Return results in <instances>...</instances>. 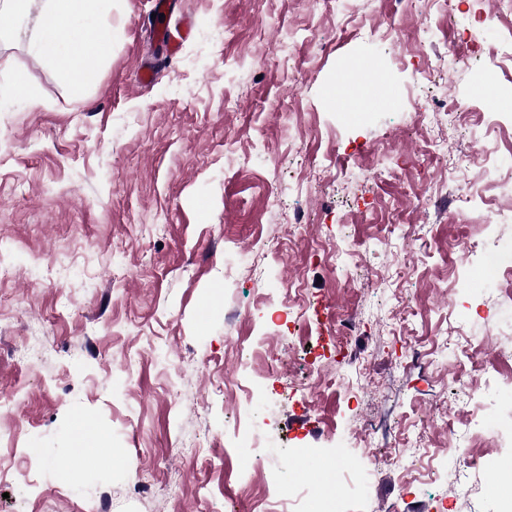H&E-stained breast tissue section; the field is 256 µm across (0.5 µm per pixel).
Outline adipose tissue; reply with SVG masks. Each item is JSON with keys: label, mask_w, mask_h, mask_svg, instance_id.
Returning <instances> with one entry per match:
<instances>
[{"label": "adipose tissue", "mask_w": 512, "mask_h": 512, "mask_svg": "<svg viewBox=\"0 0 512 512\" xmlns=\"http://www.w3.org/2000/svg\"><path fill=\"white\" fill-rule=\"evenodd\" d=\"M31 25L30 54L57 73L72 95L96 84L112 48V0H0V15ZM97 39H87V32Z\"/></svg>", "instance_id": "1"}]
</instances>
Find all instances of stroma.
I'll use <instances>...</instances> for the list:
<instances>
[{
  "label": "stroma",
  "mask_w": 512,
  "mask_h": 512,
  "mask_svg": "<svg viewBox=\"0 0 512 512\" xmlns=\"http://www.w3.org/2000/svg\"><path fill=\"white\" fill-rule=\"evenodd\" d=\"M169 2L194 26L178 54L152 0H115L80 97L0 19V512H246L285 489L288 512H502V474L469 462L512 454L476 424L512 420V262L484 258L512 243V181L476 153H512V100L483 120L512 82L494 50L512 9ZM144 62L162 65L148 86ZM454 97L469 111L445 112ZM479 173L481 196L448 191ZM240 359L247 386L278 360L277 384L225 391ZM434 405L459 407L454 425ZM84 418L123 467H77ZM296 448L313 454L283 471ZM153 13H156L153 24L154 32L161 43L168 44L175 36L172 32L171 15L168 12L167 2L164 0L154 1ZM161 13H164L165 19L159 21Z\"/></svg>",
  "instance_id": "35a3bbf8"
}]
</instances>
